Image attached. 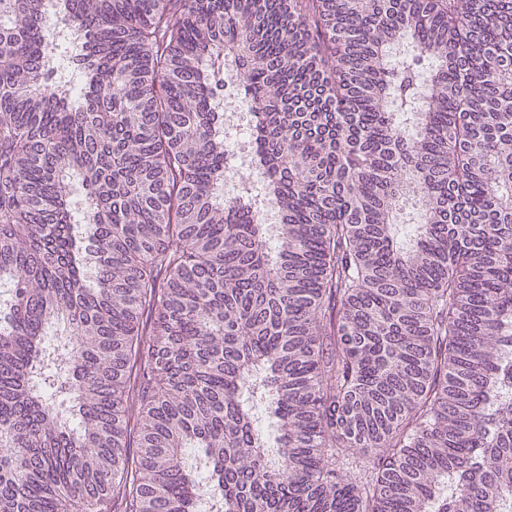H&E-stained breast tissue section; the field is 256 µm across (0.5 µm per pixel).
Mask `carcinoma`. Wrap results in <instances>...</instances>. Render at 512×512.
Returning a JSON list of instances; mask_svg holds the SVG:
<instances>
[{
    "mask_svg": "<svg viewBox=\"0 0 512 512\" xmlns=\"http://www.w3.org/2000/svg\"><path fill=\"white\" fill-rule=\"evenodd\" d=\"M1 284L0 512H512V0H0ZM234 72L228 68L224 73V196L228 199L238 194L237 187L246 185L253 190L259 188L265 178L263 171L254 164L250 141L243 135L249 128L251 106L238 89ZM231 85L235 86L234 91L229 90Z\"/></svg>",
    "mask_w": 512,
    "mask_h": 512,
    "instance_id": "cac0c4a2",
    "label": "carcinoma"
}]
</instances>
